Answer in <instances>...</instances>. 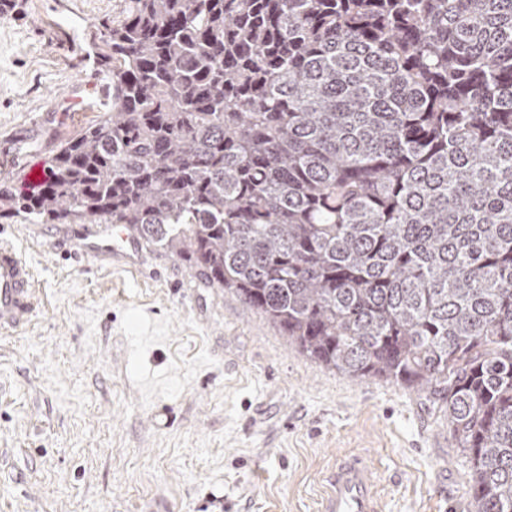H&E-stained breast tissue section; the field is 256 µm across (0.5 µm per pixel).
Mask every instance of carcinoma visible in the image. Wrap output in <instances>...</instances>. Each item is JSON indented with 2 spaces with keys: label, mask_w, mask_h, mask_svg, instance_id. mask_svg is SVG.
<instances>
[{
  "label": "carcinoma",
  "mask_w": 512,
  "mask_h": 512,
  "mask_svg": "<svg viewBox=\"0 0 512 512\" xmlns=\"http://www.w3.org/2000/svg\"><path fill=\"white\" fill-rule=\"evenodd\" d=\"M94 58L112 112L0 219L123 224L427 393L512 512V0H124Z\"/></svg>",
  "instance_id": "obj_1"
}]
</instances>
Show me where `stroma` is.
<instances>
[{"instance_id": "obj_1", "label": "stroma", "mask_w": 512, "mask_h": 512, "mask_svg": "<svg viewBox=\"0 0 512 512\" xmlns=\"http://www.w3.org/2000/svg\"><path fill=\"white\" fill-rule=\"evenodd\" d=\"M122 0L0 7V181L21 191L111 110L92 40ZM43 306L0 337V512H321L363 453L386 512H473L471 470L425 393L319 367L229 290L150 247L67 257L71 224L7 219Z\"/></svg>"}]
</instances>
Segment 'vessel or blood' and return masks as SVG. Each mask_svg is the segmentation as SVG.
I'll use <instances>...</instances> for the list:
<instances>
[{"label": "vessel or blood", "instance_id": "1", "mask_svg": "<svg viewBox=\"0 0 512 512\" xmlns=\"http://www.w3.org/2000/svg\"><path fill=\"white\" fill-rule=\"evenodd\" d=\"M78 251L87 257L128 268L145 263L141 244L120 225L107 231L82 230L75 236ZM41 297L33 268L15 247L12 234L0 227V334L26 330L35 319ZM323 512H385L380 481L364 455L352 454L329 474L322 497Z\"/></svg>", "mask_w": 512, "mask_h": 512}]
</instances>
